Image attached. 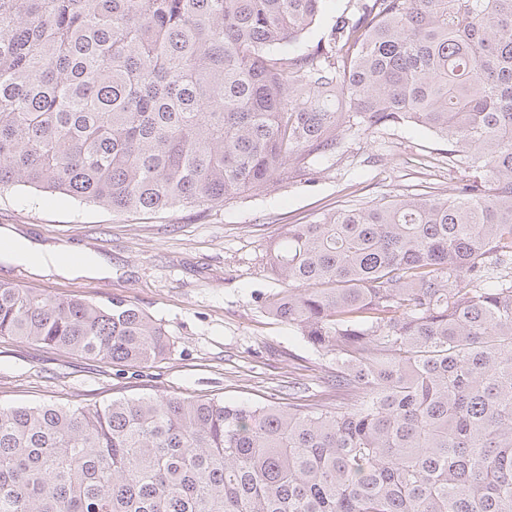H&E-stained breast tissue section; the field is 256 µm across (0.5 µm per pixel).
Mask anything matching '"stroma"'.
I'll return each mask as SVG.
<instances>
[{"mask_svg":"<svg viewBox=\"0 0 512 512\" xmlns=\"http://www.w3.org/2000/svg\"><path fill=\"white\" fill-rule=\"evenodd\" d=\"M466 176L426 129L404 124L370 133L351 123L332 156L209 207L118 215L26 188L2 192L0 229L79 248L112 273L65 276L30 261H1L0 283L94 303L124 299L165 328L171 347L163 360L128 367L0 338V404L92 407L162 394L256 404L287 402L301 386L320 393L329 361L262 308L280 288L265 264L270 240L346 204L406 193L446 198Z\"/></svg>","mask_w":512,"mask_h":512,"instance_id":"1","label":"stroma"}]
</instances>
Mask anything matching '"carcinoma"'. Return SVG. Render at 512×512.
I'll return each instance as SVG.
<instances>
[{
    "instance_id": "carcinoma-1",
    "label": "carcinoma",
    "mask_w": 512,
    "mask_h": 512,
    "mask_svg": "<svg viewBox=\"0 0 512 512\" xmlns=\"http://www.w3.org/2000/svg\"><path fill=\"white\" fill-rule=\"evenodd\" d=\"M0 0V191L223 203L412 123L474 176L291 224L263 301L330 358L322 398L0 406V512H512V0ZM137 367L122 299L0 284V337ZM352 3L353 0H328L325 3L323 14L310 30V32L300 43L290 47L289 50L303 53L313 49L320 39L324 40L327 38V35L336 20V16L343 12L344 9L351 8L350 5Z\"/></svg>"
}]
</instances>
